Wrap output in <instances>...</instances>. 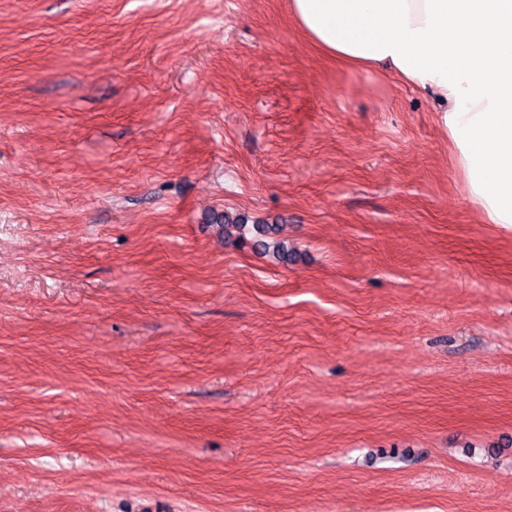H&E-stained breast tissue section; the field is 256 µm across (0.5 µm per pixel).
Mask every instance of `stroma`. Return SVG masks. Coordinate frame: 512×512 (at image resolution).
<instances>
[{"label":"stroma","instance_id":"obj_1","mask_svg":"<svg viewBox=\"0 0 512 512\" xmlns=\"http://www.w3.org/2000/svg\"><path fill=\"white\" fill-rule=\"evenodd\" d=\"M0 512H512V229L432 98L288 0H0ZM253 247L279 261H288V245L273 235L276 228L272 224H253Z\"/></svg>","mask_w":512,"mask_h":512}]
</instances>
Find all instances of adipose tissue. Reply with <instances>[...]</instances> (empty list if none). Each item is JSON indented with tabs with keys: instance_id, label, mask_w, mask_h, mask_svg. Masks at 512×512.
Returning <instances> with one entry per match:
<instances>
[{
	"instance_id": "1",
	"label": "adipose tissue",
	"mask_w": 512,
	"mask_h": 512,
	"mask_svg": "<svg viewBox=\"0 0 512 512\" xmlns=\"http://www.w3.org/2000/svg\"><path fill=\"white\" fill-rule=\"evenodd\" d=\"M326 56L386 71L437 104L484 223L512 227V0H288Z\"/></svg>"
}]
</instances>
